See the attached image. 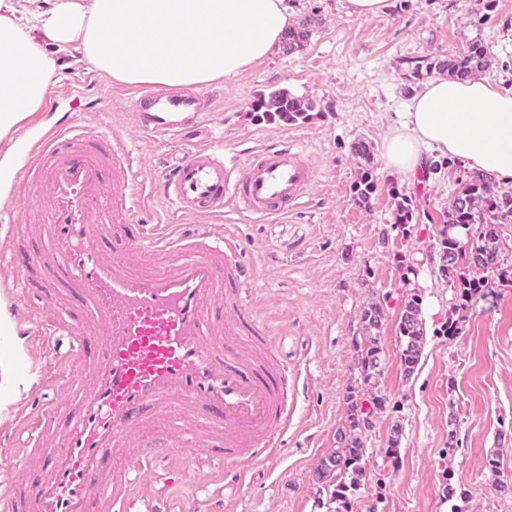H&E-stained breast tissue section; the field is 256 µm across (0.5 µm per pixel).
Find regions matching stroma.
<instances>
[{
  "label": "stroma",
  "mask_w": 512,
  "mask_h": 512,
  "mask_svg": "<svg viewBox=\"0 0 512 512\" xmlns=\"http://www.w3.org/2000/svg\"><path fill=\"white\" fill-rule=\"evenodd\" d=\"M292 19L315 14L320 27L300 52L273 50L238 75L201 87L207 115L200 132L172 141L149 138L136 125L141 87L113 82L57 49L61 70L50 108L34 113L15 135L21 149L50 126L71 119L115 135L135 159L132 196L142 224L201 225L237 238L254 284L252 306L273 332L277 351L296 378L282 445L245 473L233 467L197 482L182 478L179 460L160 458L141 470L139 486L165 489L175 512H327L314 481L318 460L334 448L344 396L353 383L360 313L372 301L385 311L384 384L392 408L367 436L366 476L352 512H512V496L495 489L512 481V283H497L467 310L437 274L440 231L469 173L462 159L441 157L410 182L387 169L381 153L389 127L417 88L434 77L428 62L481 42L491 54L479 78L512 90V0H391L386 12L347 14L343 0H285ZM95 82V94L72 98L64 87ZM286 89L317 108L297 125L255 118L259 94ZM291 139L316 171L302 209L253 218L234 207L223 217H184L152 191L156 176L187 148L208 145L225 158L252 154ZM371 147L370 161L351 151ZM379 184L368 206L352 200L364 168ZM20 163L0 168V251H11V190L25 184ZM413 209L408 227L395 222V194ZM422 297L428 329L418 370L405 379L397 323L410 291ZM0 294V362L17 384L0 389V424L43 400L74 403L71 391L41 385L56 359L53 338L15 341ZM454 336L443 335L448 321ZM402 427L397 457L386 453L393 424ZM498 472L486 466L490 455Z\"/></svg>",
  "instance_id": "1"
}]
</instances>
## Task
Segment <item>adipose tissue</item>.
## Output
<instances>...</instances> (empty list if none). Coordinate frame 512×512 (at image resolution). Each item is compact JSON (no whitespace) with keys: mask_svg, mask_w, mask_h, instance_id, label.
Returning <instances> with one entry per match:
<instances>
[{"mask_svg":"<svg viewBox=\"0 0 512 512\" xmlns=\"http://www.w3.org/2000/svg\"><path fill=\"white\" fill-rule=\"evenodd\" d=\"M288 25L283 0H54L48 9L0 0V142L46 100L57 73L48 45H74L117 82L195 89L266 57ZM429 151L511 183L512 91L481 79L425 82L382 159L410 178Z\"/></svg>","mask_w":512,"mask_h":512,"instance_id":"1","label":"adipose tissue"}]
</instances>
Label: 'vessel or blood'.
<instances>
[{
    "instance_id": "1",
    "label": "vessel or blood",
    "mask_w": 512,
    "mask_h": 512,
    "mask_svg": "<svg viewBox=\"0 0 512 512\" xmlns=\"http://www.w3.org/2000/svg\"><path fill=\"white\" fill-rule=\"evenodd\" d=\"M135 115L155 138L185 135L205 117L194 92L149 91ZM31 187L15 192L12 236L26 237L28 216L49 226L43 248L11 253L10 273L22 287L74 286L73 306L52 319L30 317L18 335L63 336L67 350L47 384L79 389L74 408L44 406L36 418L15 420L22 447L49 460L44 476L24 493L0 485L7 512H129L134 473L160 455L184 457L197 474L214 466L244 469L277 447L288 427V366L269 330L247 305L250 274L237 240L199 230L155 229L132 209L113 223L112 204L129 198L126 183H109L107 167L133 164L108 134L58 124L34 143ZM315 179L305 152L289 141L246 163L226 161L206 147L188 151L154 181L156 194L184 215L224 213L234 205L254 216L299 209ZM162 256L156 271L125 268V254ZM197 408L212 432L208 449L190 430L164 447L148 445L123 464L109 453L127 447L148 412L179 416ZM54 421L59 442L45 445L42 427Z\"/></svg>"
}]
</instances>
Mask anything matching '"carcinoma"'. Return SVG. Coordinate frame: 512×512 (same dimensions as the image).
<instances>
[{
  "mask_svg": "<svg viewBox=\"0 0 512 512\" xmlns=\"http://www.w3.org/2000/svg\"><path fill=\"white\" fill-rule=\"evenodd\" d=\"M321 20L315 15L304 16L291 24L282 35L283 52L300 51L310 42ZM487 50L479 43L470 45L463 54L452 59L436 60L429 67L446 70L460 80L490 66ZM314 102L285 90L259 96L251 111L258 119L270 123L294 125L308 120ZM378 183L367 169L352 189L353 201L360 207L370 203ZM397 223L408 224L413 213L409 200L394 193ZM512 216V194L494 191L492 179L476 172L469 175L461 191L453 198L448 210V224L441 230V279L457 288L456 309L465 311L473 299L484 295L491 287L489 275L506 279L512 269L504 266L498 225L494 221ZM385 321L383 307L372 302L361 311L359 338L354 340L356 379L345 396V419L336 430V448L321 457L315 470V481L326 493L328 512H351V496L366 474V438L372 428V418L384 413L389 398L384 389V349L381 330ZM400 341V362L404 377H413L418 370L427 330L422 301L413 292L405 299L397 325Z\"/></svg>",
  "mask_w": 512,
  "mask_h": 512,
  "instance_id": "cac0c4a2",
  "label": "carcinoma"
}]
</instances>
